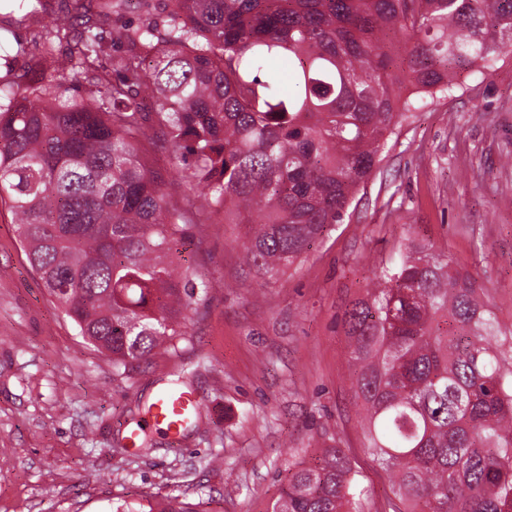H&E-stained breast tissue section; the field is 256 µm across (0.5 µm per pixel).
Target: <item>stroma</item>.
Instances as JSON below:
<instances>
[{
  "instance_id": "1",
  "label": "stroma",
  "mask_w": 512,
  "mask_h": 512,
  "mask_svg": "<svg viewBox=\"0 0 512 512\" xmlns=\"http://www.w3.org/2000/svg\"><path fill=\"white\" fill-rule=\"evenodd\" d=\"M44 2L28 16L0 8L1 77L52 78L33 42L54 16L56 0ZM165 8L130 0L103 27L108 54L127 50L119 29ZM412 240L470 273L512 329V52L402 119L340 223L286 274L247 264L243 225H190L179 250L207 295L174 351L124 370L64 316L0 205V512H111L117 500L174 496L199 512H272L289 466L336 447L370 492L364 512H389L390 475L354 405L344 312ZM168 388L200 404L176 440L148 414ZM135 429L138 450L126 441ZM215 454L222 466H207Z\"/></svg>"
}]
</instances>
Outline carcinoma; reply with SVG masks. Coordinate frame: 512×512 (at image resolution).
<instances>
[{"mask_svg": "<svg viewBox=\"0 0 512 512\" xmlns=\"http://www.w3.org/2000/svg\"><path fill=\"white\" fill-rule=\"evenodd\" d=\"M119 0H62L40 58L71 99L0 78V203L30 266L90 345L126 368L186 335L208 285L182 268L189 224H244L248 260L286 272L342 219L398 118L493 68L512 0H166L163 27L121 33ZM291 78L284 85L283 75ZM150 100L151 108L145 107ZM165 145L173 200L146 146ZM381 287L345 312L366 450L393 475V512H512V330L485 289L406 244ZM348 454L297 466L272 512H360ZM112 512H198L177 497Z\"/></svg>", "mask_w": 512, "mask_h": 512, "instance_id": "obj_1", "label": "carcinoma"}]
</instances>
